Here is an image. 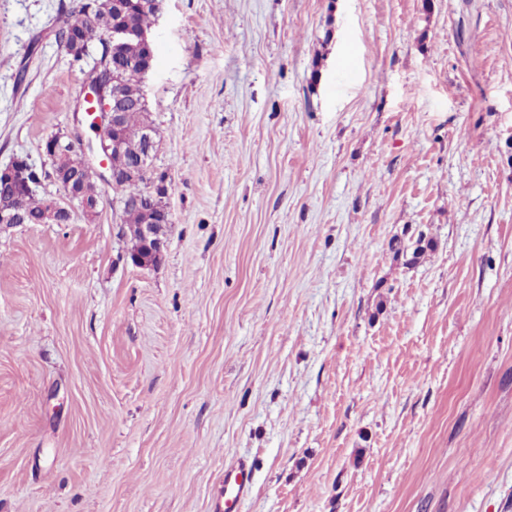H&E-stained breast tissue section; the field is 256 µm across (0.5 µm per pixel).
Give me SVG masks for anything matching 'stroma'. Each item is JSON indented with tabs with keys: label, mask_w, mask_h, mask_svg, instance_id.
<instances>
[{
	"label": "stroma",
	"mask_w": 512,
	"mask_h": 512,
	"mask_svg": "<svg viewBox=\"0 0 512 512\" xmlns=\"http://www.w3.org/2000/svg\"><path fill=\"white\" fill-rule=\"evenodd\" d=\"M0 0V167L83 75ZM162 261L0 226V512H512V0H163ZM430 239L416 264L393 240ZM252 465L238 459L224 465L221 488L213 504V512H239L240 506L253 492Z\"/></svg>",
	"instance_id": "stroma-1"
}]
</instances>
